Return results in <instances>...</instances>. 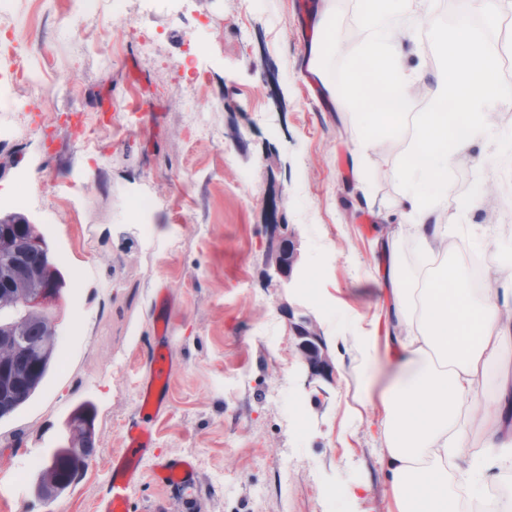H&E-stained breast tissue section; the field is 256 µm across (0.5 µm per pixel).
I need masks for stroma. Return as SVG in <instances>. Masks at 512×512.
Here are the masks:
<instances>
[{
	"mask_svg": "<svg viewBox=\"0 0 512 512\" xmlns=\"http://www.w3.org/2000/svg\"><path fill=\"white\" fill-rule=\"evenodd\" d=\"M450 0H417L396 28L399 67L412 85H434L446 66L440 37L455 25ZM310 0H188L184 18L143 13L140 0H98L80 15L67 0H13L0 34L55 84L41 100L0 62L14 107L0 106V215L37 224L62 272L53 367L35 395L0 419V480L8 512H95L114 451L139 404L147 348L171 318L169 403L141 468L130 512L162 504L159 459H190L200 477L193 512H339L340 490L363 483L355 512H388L373 410L349 423L364 394L359 352L345 336L390 305L387 268L422 264L399 215V174L430 97H414L393 128L372 125L348 96L347 74L366 42L367 0H334L310 17ZM154 37L143 55L126 17ZM512 0L471 35L491 59L512 52ZM207 55L198 71L176 65L188 41ZM325 42L319 87L309 51ZM216 139H190L186 108ZM32 112L36 128L18 127ZM369 132L376 145L357 156ZM494 136L473 141L448 166L439 205L449 267L512 279V163ZM147 194L144 216L129 208ZM294 231L300 259L290 279L269 262L273 225ZM166 307H158L159 291ZM313 318L326 338L332 380L310 377L289 315ZM93 404L95 450L58 498L37 492L40 469L66 444L68 416Z\"/></svg>",
	"mask_w": 512,
	"mask_h": 512,
	"instance_id": "stroma-1",
	"label": "stroma"
}]
</instances>
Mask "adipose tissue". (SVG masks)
<instances>
[{"mask_svg":"<svg viewBox=\"0 0 512 512\" xmlns=\"http://www.w3.org/2000/svg\"><path fill=\"white\" fill-rule=\"evenodd\" d=\"M415 0H380L366 15L363 64L349 80L366 113L397 124L409 109L407 78L396 65L390 33L414 11ZM449 66L439 77L432 106L421 120L401 174L399 209L433 267L410 282L403 267L389 271L390 315L408 327L404 336L368 331L352 337L366 370L396 355L404 369L377 403L384 438L382 463L394 512H459L458 493L479 499L496 471L512 468V288L478 291L450 281L440 255L448 227L437 203L448 194V165L493 123L497 90L488 67H475L483 44L458 25L444 36ZM490 394L492 412L481 420L483 441L473 446L463 421L466 403Z\"/></svg>","mask_w":512,"mask_h":512,"instance_id":"adipose-tissue-1","label":"adipose tissue"}]
</instances>
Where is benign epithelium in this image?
<instances>
[{
	"label": "benign epithelium",
	"mask_w": 512,
	"mask_h": 512,
	"mask_svg": "<svg viewBox=\"0 0 512 512\" xmlns=\"http://www.w3.org/2000/svg\"><path fill=\"white\" fill-rule=\"evenodd\" d=\"M299 261L295 234L288 232L281 243L271 253V262L279 276H289ZM60 292L46 286L43 280L42 265L26 264L22 261L10 265L8 275L0 285V409L9 407L17 392L20 379H35V375L23 366L15 364L18 341L23 336L28 320L39 315L46 319V336L43 353L55 351L57 346L56 321L52 310L58 307ZM290 327L296 339V349L310 376L328 377L333 374V366L328 353V345L319 333L314 321L306 316L290 320ZM84 424L71 420V430L75 441L61 453H53L41 470L45 486L58 484L59 463L66 458L82 463L86 449L76 441Z\"/></svg>",
	"instance_id": "obj_1"
}]
</instances>
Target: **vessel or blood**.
Returning a JSON list of instances; mask_svg holds the SVG:
<instances>
[{
  "instance_id": "obj_1",
  "label": "vessel or blood",
  "mask_w": 512,
  "mask_h": 512,
  "mask_svg": "<svg viewBox=\"0 0 512 512\" xmlns=\"http://www.w3.org/2000/svg\"><path fill=\"white\" fill-rule=\"evenodd\" d=\"M170 371L169 326L161 324L148 354L149 379L141 392L142 403L125 429L126 445L112 458L105 495L100 498L98 512H127L131 494L141 482L140 461L152 445L154 423L165 410L168 391L164 379ZM153 480L166 488L193 490L199 483L195 465L181 457H170L156 463Z\"/></svg>"
}]
</instances>
